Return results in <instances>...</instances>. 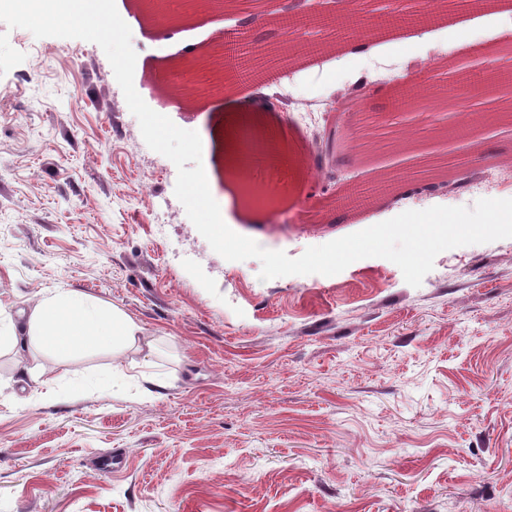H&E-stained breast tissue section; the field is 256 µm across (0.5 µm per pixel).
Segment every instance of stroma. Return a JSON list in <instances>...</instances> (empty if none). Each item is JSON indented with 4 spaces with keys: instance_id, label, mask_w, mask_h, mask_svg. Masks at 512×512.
I'll list each match as a JSON object with an SVG mask.
<instances>
[{
    "instance_id": "35a3bbf8",
    "label": "stroma",
    "mask_w": 512,
    "mask_h": 512,
    "mask_svg": "<svg viewBox=\"0 0 512 512\" xmlns=\"http://www.w3.org/2000/svg\"><path fill=\"white\" fill-rule=\"evenodd\" d=\"M240 2L162 24L144 0H115L136 91L199 133L234 232L296 258L407 210L512 199V110L490 92L450 96L462 67L489 85L512 71V13L442 0L446 22L312 62L255 27V65L273 79L231 97L217 82L175 109V63L207 60L264 9ZM383 58L442 105L394 112ZM335 127L336 159L321 150ZM244 128L280 154L279 190L261 212L224 167ZM389 177L362 213L339 208L347 189ZM176 178L100 46L0 21V313L55 288L87 293L160 340L158 370L175 380L143 399L113 377L111 353L40 355L57 391L32 404L39 382L0 349V512H512V238L441 252L417 287L379 257L263 281L259 260L212 250ZM82 372L103 386L79 387ZM116 449L125 470L97 473L95 458Z\"/></svg>"
}]
</instances>
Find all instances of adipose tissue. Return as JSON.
<instances>
[{"label":"adipose tissue","mask_w":512,"mask_h":512,"mask_svg":"<svg viewBox=\"0 0 512 512\" xmlns=\"http://www.w3.org/2000/svg\"><path fill=\"white\" fill-rule=\"evenodd\" d=\"M17 353H49L69 357L81 350L111 351L116 375L127 352L155 353L156 343L144 327L119 307L72 289L45 294L19 318L0 317V346Z\"/></svg>","instance_id":"ef3b65f1"}]
</instances>
